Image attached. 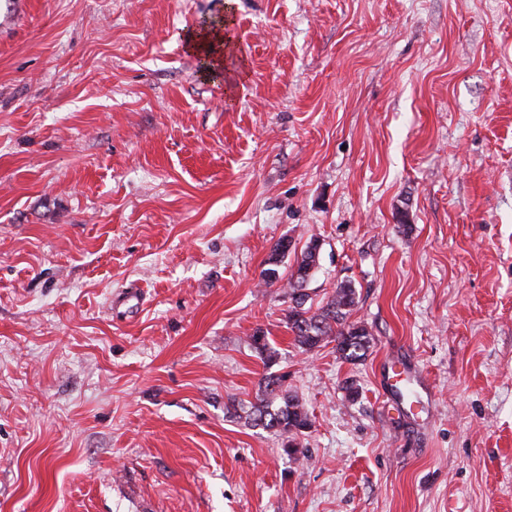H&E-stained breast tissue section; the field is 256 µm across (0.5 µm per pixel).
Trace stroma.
<instances>
[{
	"label": "stroma",
	"mask_w": 512,
	"mask_h": 512,
	"mask_svg": "<svg viewBox=\"0 0 512 512\" xmlns=\"http://www.w3.org/2000/svg\"><path fill=\"white\" fill-rule=\"evenodd\" d=\"M0 512H512V0H0ZM319 243L311 240L296 262L287 281L292 305L288 307L285 321L294 335V341L304 352H312L329 342H336V352L349 362L361 361L371 343L368 329L350 322L349 316L355 306V290L350 285L336 288L326 302L312 311L305 307L308 294L303 292L313 276L319 255ZM286 381L287 375L266 376L261 398L252 405L247 417L253 426L281 436L284 451L292 455L297 452V438L310 428L311 419L298 397L288 390Z\"/></svg>",
	"instance_id": "1"
}]
</instances>
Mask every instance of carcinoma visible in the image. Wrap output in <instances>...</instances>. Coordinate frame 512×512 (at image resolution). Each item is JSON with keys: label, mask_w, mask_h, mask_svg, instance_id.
Returning a JSON list of instances; mask_svg holds the SVG:
<instances>
[{"label": "carcinoma", "mask_w": 512, "mask_h": 512, "mask_svg": "<svg viewBox=\"0 0 512 512\" xmlns=\"http://www.w3.org/2000/svg\"><path fill=\"white\" fill-rule=\"evenodd\" d=\"M288 254V245L277 243L269 259L270 267L263 271V281L273 285L280 278L278 263ZM319 255V243L310 241L287 281L292 305L288 307L286 324L294 341L304 352H312L329 342L336 343L340 358L356 362L364 359L371 343L368 329L349 321L355 306V290L343 285L334 290L317 309L306 306L308 294L304 287L313 276ZM287 376L269 375L264 378L261 398L251 407L248 419L253 426L275 431L283 438V449L297 452V438L311 426L308 411L297 396L290 393Z\"/></svg>", "instance_id": "obj_1"}]
</instances>
